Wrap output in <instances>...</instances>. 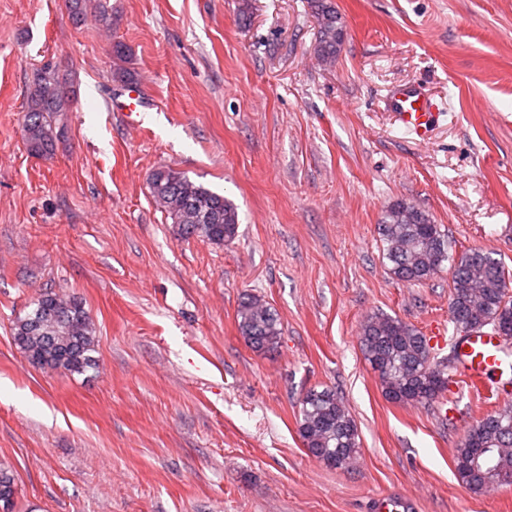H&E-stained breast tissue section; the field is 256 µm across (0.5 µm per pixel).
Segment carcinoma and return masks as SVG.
Returning <instances> with one entry per match:
<instances>
[{
    "label": "carcinoma",
    "instance_id": "obj_1",
    "mask_svg": "<svg viewBox=\"0 0 512 512\" xmlns=\"http://www.w3.org/2000/svg\"><path fill=\"white\" fill-rule=\"evenodd\" d=\"M80 20L94 10L107 26L112 14L101 0H66ZM318 24L317 57L333 64L344 39V22L334 0H309ZM74 91L54 67H45L29 87L23 137L29 154L53 153L66 127ZM149 189L182 235H196L215 243L237 234L236 206L224 195L191 181L169 167L153 171ZM384 244L383 258L391 275L409 285L423 284L450 264L449 320L458 335L487 326L512 340V276L490 253L469 249L452 253L448 236L430 215L403 201L390 204L377 225ZM245 343L257 352L270 351L280 340L277 311L262 298L250 296L237 310ZM14 338L28 360L62 373H80L97 364L95 326L83 303L75 297L41 294L14 327ZM360 346L377 372L385 396L396 403L430 404L448 388V366L433 352L429 339L416 326L396 315L377 312L361 324ZM299 434L307 452L329 468H344L359 451V432L338 392L313 387L302 398ZM458 480L469 490L488 492L512 485V403L486 414L469 429L455 448ZM15 479L0 469V502L13 501Z\"/></svg>",
    "mask_w": 512,
    "mask_h": 512
}]
</instances>
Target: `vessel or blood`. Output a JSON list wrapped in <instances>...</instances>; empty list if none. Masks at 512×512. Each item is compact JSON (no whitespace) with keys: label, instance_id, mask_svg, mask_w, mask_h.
Listing matches in <instances>:
<instances>
[{"label":"vessel or blood","instance_id":"1","mask_svg":"<svg viewBox=\"0 0 512 512\" xmlns=\"http://www.w3.org/2000/svg\"><path fill=\"white\" fill-rule=\"evenodd\" d=\"M112 108L136 125L150 104L139 86L129 85L113 101ZM388 108L402 128L418 136L425 135L436 118L431 99L420 88L410 85L393 92ZM454 353L456 371L464 381L488 394L499 392L505 353L500 336L489 330L471 333L456 340Z\"/></svg>","mask_w":512,"mask_h":512}]
</instances>
